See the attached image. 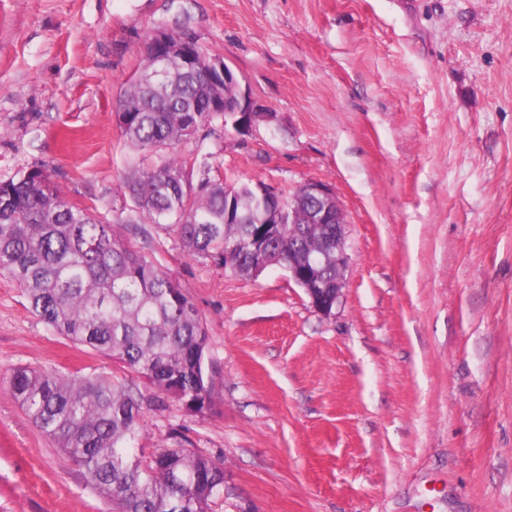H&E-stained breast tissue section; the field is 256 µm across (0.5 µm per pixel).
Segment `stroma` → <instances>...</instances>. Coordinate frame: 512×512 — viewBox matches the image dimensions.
Wrapping results in <instances>:
<instances>
[{
    "mask_svg": "<svg viewBox=\"0 0 512 512\" xmlns=\"http://www.w3.org/2000/svg\"><path fill=\"white\" fill-rule=\"evenodd\" d=\"M177 20L269 114L202 128L188 164L344 208L330 314L125 195L116 100ZM33 166L187 289L215 408L145 409L135 445L223 461L214 512H512V0H0V179ZM18 366L129 376L0 277V512H112L9 393Z\"/></svg>",
    "mask_w": 512,
    "mask_h": 512,
    "instance_id": "stroma-1",
    "label": "stroma"
}]
</instances>
